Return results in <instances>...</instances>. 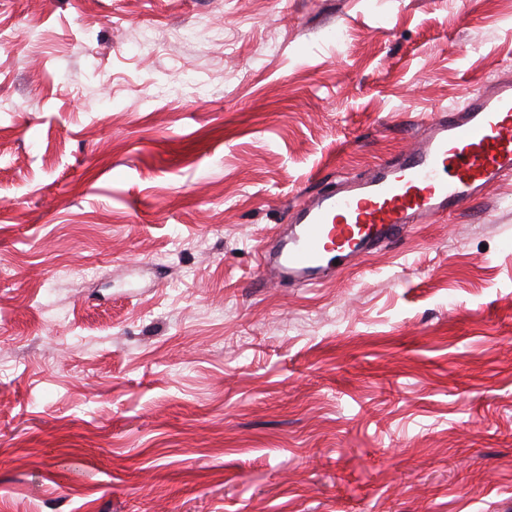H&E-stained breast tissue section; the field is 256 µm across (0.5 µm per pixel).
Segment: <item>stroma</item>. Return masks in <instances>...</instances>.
I'll use <instances>...</instances> for the list:
<instances>
[{"label": "stroma", "instance_id": "35a3bbf8", "mask_svg": "<svg viewBox=\"0 0 512 512\" xmlns=\"http://www.w3.org/2000/svg\"><path fill=\"white\" fill-rule=\"evenodd\" d=\"M0 512H512V177L309 287L289 210L512 79V0H0Z\"/></svg>", "mask_w": 512, "mask_h": 512}]
</instances>
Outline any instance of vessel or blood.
Returning <instances> with one entry per match:
<instances>
[{
  "label": "vessel or blood",
  "instance_id": "obj_1",
  "mask_svg": "<svg viewBox=\"0 0 512 512\" xmlns=\"http://www.w3.org/2000/svg\"><path fill=\"white\" fill-rule=\"evenodd\" d=\"M461 109L419 126L413 146L308 198L294 228L263 252L277 277L313 281L361 258L413 225L463 210L512 176V81L466 90Z\"/></svg>",
  "mask_w": 512,
  "mask_h": 512
}]
</instances>
